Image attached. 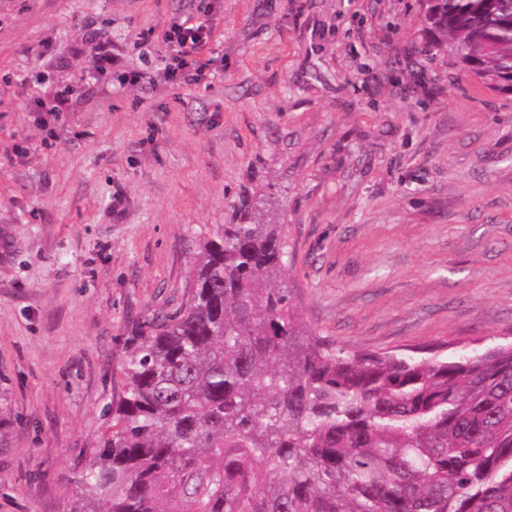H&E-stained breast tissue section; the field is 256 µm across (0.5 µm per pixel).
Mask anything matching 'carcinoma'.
Listing matches in <instances>:
<instances>
[{
	"mask_svg": "<svg viewBox=\"0 0 512 512\" xmlns=\"http://www.w3.org/2000/svg\"><path fill=\"white\" fill-rule=\"evenodd\" d=\"M424 21L512 90V0H424ZM283 254L260 218L204 243L64 512H512V343L448 361L305 339Z\"/></svg>",
	"mask_w": 512,
	"mask_h": 512,
	"instance_id": "obj_1",
	"label": "carcinoma"
}]
</instances>
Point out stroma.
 Returning a JSON list of instances; mask_svg holds the SVG:
<instances>
[{
    "mask_svg": "<svg viewBox=\"0 0 512 512\" xmlns=\"http://www.w3.org/2000/svg\"><path fill=\"white\" fill-rule=\"evenodd\" d=\"M194 2L0 0V512H63L125 355L260 201L330 348L512 342V91L427 52L422 0H223L210 77L104 83ZM40 71L83 92L47 126ZM96 70L102 76H107V83L113 88H122L126 85H139L147 96L151 95L155 89L154 78L142 70L136 69L112 74V70L108 71L107 68L101 64L96 65Z\"/></svg>",
    "mask_w": 512,
    "mask_h": 512,
    "instance_id": "35a3bbf8",
    "label": "stroma"
}]
</instances>
